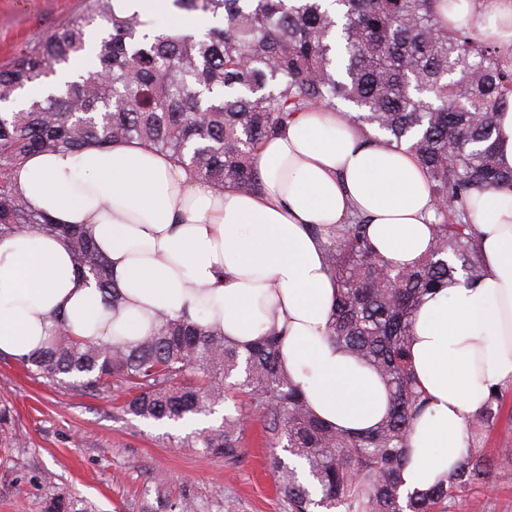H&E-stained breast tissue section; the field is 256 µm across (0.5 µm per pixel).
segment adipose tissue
Instances as JSON below:
<instances>
[{
  "label": "adipose tissue",
  "instance_id": "obj_1",
  "mask_svg": "<svg viewBox=\"0 0 512 512\" xmlns=\"http://www.w3.org/2000/svg\"><path fill=\"white\" fill-rule=\"evenodd\" d=\"M437 13L512 63V0H438ZM258 173L255 193L213 186L137 142L30 156L13 174L17 191L55 223L89 226L123 303L108 307L96 282L76 275L64 239L1 237L0 355L40 352L58 316L75 338L112 346L136 343L161 314L203 315L241 347L275 326L281 364L310 410L350 434L371 430L389 392L327 336L336 280L330 241L313 228L361 216L381 255L413 264L432 244L425 172L406 147L313 108L265 143ZM473 203L482 276L426 296L411 328L429 406L408 441L406 492L447 481L467 421L512 384V188L474 191Z\"/></svg>",
  "mask_w": 512,
  "mask_h": 512
}]
</instances>
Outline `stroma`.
Segmentation results:
<instances>
[{
	"mask_svg": "<svg viewBox=\"0 0 512 512\" xmlns=\"http://www.w3.org/2000/svg\"><path fill=\"white\" fill-rule=\"evenodd\" d=\"M84 0H0V65L34 47L38 35L76 19ZM126 393H82L50 385L20 359L0 356V407L10 409L21 447L0 450V512H44L53 493L90 498L101 512H169L189 497L197 512H288L269 468V439L239 394L212 413L179 422L124 414ZM481 443L490 458L512 452V385L500 393ZM242 414L234 464L192 446L198 432ZM456 512H512V468H492Z\"/></svg>",
	"mask_w": 512,
	"mask_h": 512,
	"instance_id": "1",
	"label": "stroma"
}]
</instances>
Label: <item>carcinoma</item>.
I'll return each instance as SVG.
<instances>
[{"label": "carcinoma", "instance_id": "1", "mask_svg": "<svg viewBox=\"0 0 512 512\" xmlns=\"http://www.w3.org/2000/svg\"><path fill=\"white\" fill-rule=\"evenodd\" d=\"M112 2L88 0L82 16L0 68V237L64 238L78 273L93 276L117 307L122 297L88 228L55 224L36 211L16 192L14 170L35 152L137 140L204 183L254 192L261 146L295 113L316 107L414 153L433 199L434 244L417 264L400 267L372 247L361 217L328 231L338 288L328 336L375 369L392 400L364 434L340 432L309 410L279 362L274 327L242 349L200 315H162L136 344L107 347L70 336L59 322L50 345L22 363L75 391H127L123 412L157 422L212 412L238 375L236 386L271 443L312 478L303 483L272 457L288 512H453L484 475L479 437L499 394L468 421L471 441L448 483L403 494L408 437L427 407L411 369V327L428 293L460 275L472 283L482 274L470 200L476 189L512 188V169L499 166L494 138L495 113L512 104V65L495 47L445 27L436 0H172L185 15L216 21L202 33L152 31L136 13L116 14ZM83 57L95 60V71L44 94L56 68ZM191 369L202 372L200 382L178 383ZM242 426L243 418L226 416L198 441L233 464ZM0 440L19 443L6 410ZM45 512L99 509L65 491Z\"/></svg>", "mask_w": 512, "mask_h": 512}]
</instances>
